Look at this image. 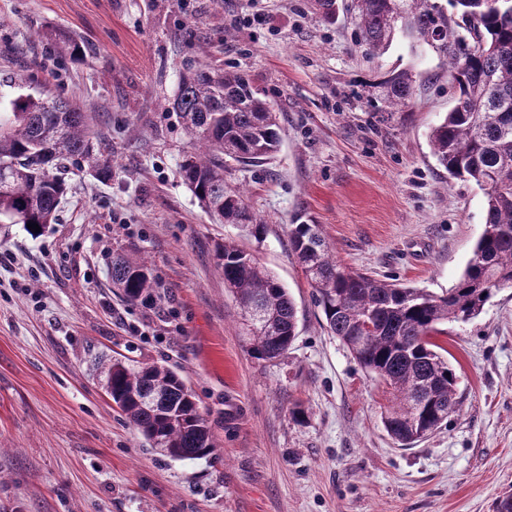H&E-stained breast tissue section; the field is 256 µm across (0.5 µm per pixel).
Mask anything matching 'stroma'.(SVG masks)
I'll return each instance as SVG.
<instances>
[{
  "mask_svg": "<svg viewBox=\"0 0 512 512\" xmlns=\"http://www.w3.org/2000/svg\"><path fill=\"white\" fill-rule=\"evenodd\" d=\"M61 36L81 59L54 58ZM201 65L243 73L280 114L269 163L224 161L266 225L251 248L298 311L274 362L250 355L214 263L241 228L211 223L179 174L191 145L172 102ZM390 71L413 78L399 112L375 86ZM43 90L83 102L112 177L71 166L40 236L0 220V512H493L512 489V287L445 324L460 406L402 449L382 424L385 385L327 331L288 245L289 225L318 224L342 266L453 287L484 195L430 152V126L456 103L436 54L398 38L370 58L350 15L326 22L313 0H0V94ZM119 249L147 257L156 303L118 296ZM98 355L176 369L214 452L151 448L107 395Z\"/></svg>",
  "mask_w": 512,
  "mask_h": 512,
  "instance_id": "obj_1",
  "label": "stroma"
}]
</instances>
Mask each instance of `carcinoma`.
<instances>
[{
  "mask_svg": "<svg viewBox=\"0 0 512 512\" xmlns=\"http://www.w3.org/2000/svg\"><path fill=\"white\" fill-rule=\"evenodd\" d=\"M313 2L329 21L348 9L339 0ZM436 2L353 0L360 42L371 55H383L400 35L411 48L426 46L446 62L456 104L430 128V151L449 177L472 182L485 194L484 231L463 273L438 295L341 266L318 224H293L288 232L326 328L385 384L391 405L383 425L400 448L432 434L460 405L456 370L435 341L441 326L476 318L494 292L512 287V10L491 8L488 0H451L450 13ZM82 52L72 39L54 42L61 59ZM378 87L396 108L413 97L406 71L389 72ZM172 108L195 145L181 163V176L200 207L212 223L236 224L261 238L265 224L244 192L224 180V157L244 166L266 163L281 143L276 110L240 72L202 66L181 77ZM93 139L83 105L64 96L0 99V218L42 229L53 223L67 194L58 172L68 162L85 161L95 176L112 177V165ZM215 258L241 311L257 307L265 315L266 327L247 328L250 354L280 359L297 328L287 289L236 240L217 244ZM111 278L129 302L154 296L150 267L141 257H114ZM97 367L112 401L152 447L174 460L214 451L195 394L176 371L105 359Z\"/></svg>",
  "mask_w": 512,
  "mask_h": 512,
  "instance_id": "1",
  "label": "carcinoma"
}]
</instances>
